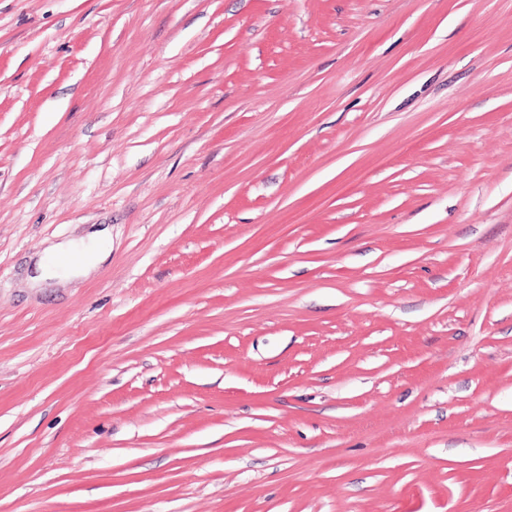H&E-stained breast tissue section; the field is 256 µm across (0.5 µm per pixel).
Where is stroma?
<instances>
[{
	"label": "stroma",
	"instance_id": "1",
	"mask_svg": "<svg viewBox=\"0 0 512 512\" xmlns=\"http://www.w3.org/2000/svg\"><path fill=\"white\" fill-rule=\"evenodd\" d=\"M0 512H512V0H0ZM109 250V241L94 235L80 241L70 240L66 245L54 246L34 261L31 285L33 288H40L47 279L67 281L78 274L87 276L97 268ZM76 257L79 260L75 262Z\"/></svg>",
	"mask_w": 512,
	"mask_h": 512
}]
</instances>
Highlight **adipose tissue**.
I'll list each match as a JSON object with an SVG mask.
<instances>
[{
    "mask_svg": "<svg viewBox=\"0 0 512 512\" xmlns=\"http://www.w3.org/2000/svg\"><path fill=\"white\" fill-rule=\"evenodd\" d=\"M109 250V241L94 235L52 247L47 257L34 261L31 285L38 288L49 279L66 281L79 274H89Z\"/></svg>",
    "mask_w": 512,
    "mask_h": 512,
    "instance_id": "ef3b65f1",
    "label": "adipose tissue"
}]
</instances>
